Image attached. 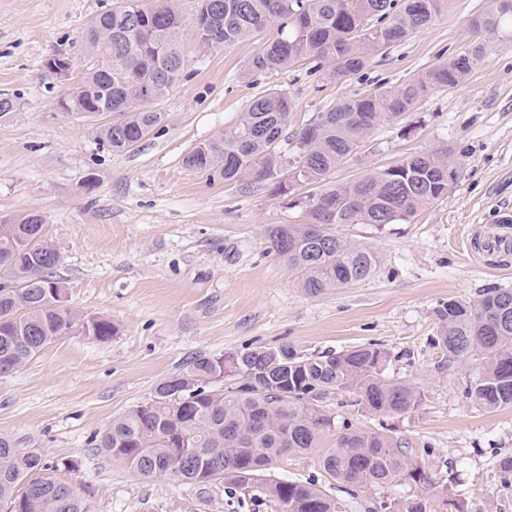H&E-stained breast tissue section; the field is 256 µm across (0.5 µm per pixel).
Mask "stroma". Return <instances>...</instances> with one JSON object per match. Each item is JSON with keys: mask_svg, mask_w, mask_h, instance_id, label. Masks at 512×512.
<instances>
[{"mask_svg": "<svg viewBox=\"0 0 512 512\" xmlns=\"http://www.w3.org/2000/svg\"><path fill=\"white\" fill-rule=\"evenodd\" d=\"M113 3L0 0V93L17 104L0 118V217L43 215L70 307L117 328L105 342L73 332L0 377V435L20 453L57 464L58 478L92 512H279L262 497L241 501L221 480L182 486L143 477L95 439L195 356L379 343L390 354L387 376L419 386L424 402L386 417L340 396L331 402L337 428L388 429L409 442L435 479L427 492L431 512H448L452 499L463 512H512V489L502 488L494 471L497 456L512 454V408L488 412L467 399L475 363L449 361L434 344L439 305L487 288L512 289V251L497 243L512 236V223L503 221L512 216V36L469 29L489 0H442L428 29L342 81L305 60L248 75L259 35L217 52L186 39L185 71L155 104L163 122L118 153L98 145L97 119L57 105L88 67L83 29ZM478 44L484 59L463 83L376 127L330 174L347 182L440 149L450 150L457 166L448 195L410 221L336 225L338 236L376 252L377 269L366 280L311 297L271 253V225L308 223L299 200L309 185L283 197L260 184L211 179L184 163L193 146L272 88L293 102L281 145L293 162L297 134L320 112L397 87ZM55 54L71 63L67 80L46 65ZM269 473L316 483L341 512H368L378 496L325 479L312 455L280 458Z\"/></svg>", "mask_w": 512, "mask_h": 512, "instance_id": "obj_1", "label": "stroma"}]
</instances>
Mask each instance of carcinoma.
<instances>
[{"label":"carcinoma","instance_id":"carcinoma-1","mask_svg":"<svg viewBox=\"0 0 512 512\" xmlns=\"http://www.w3.org/2000/svg\"><path fill=\"white\" fill-rule=\"evenodd\" d=\"M441 0H197L198 23L186 25L175 0H118L87 25L82 40L91 58L84 78L60 98L69 112L107 116L94 128L100 146L123 152L162 121L152 104L181 78L183 38L206 50H220L272 30L247 69L260 76L310 59L343 80L365 69L372 57L427 29ZM477 33L512 28V8L490 0L471 21ZM481 49L465 50L393 89L340 100L299 132V160L282 176L277 149L293 109L288 94L270 89L254 96L239 119L211 140L192 147L185 164L226 183L271 182L286 196L295 182L318 185L306 207L327 214L330 224H396L448 195V172L456 169L448 150L411 155L398 164L355 180L335 183L330 172L351 156L377 126L413 110L428 95L464 81L482 61ZM14 233L0 234V250L16 252L19 266L0 287V359L22 365L44 345L84 329L85 317L69 306H51L54 269L61 257L37 230L34 212L11 217ZM273 252L310 296L343 288L373 275V250L308 224H276L268 231ZM437 347L448 358L474 361L479 373L465 393L478 407L512 406V289L490 288L475 299H449L439 307ZM117 328L102 318L91 336L105 342ZM286 366L273 370L268 349L224 356V378L214 384L216 358L198 356L163 378L150 398L114 418L99 447L145 478L175 484L224 480L243 496H263L282 512H336V501L310 482L273 479L268 470L250 471L255 454L267 463L292 452L315 455L331 479L352 487L378 488L383 496L370 512H428L434 478L404 442L382 432L337 431L328 399L342 393L385 416L417 410L423 392L406 380L385 376L389 354L379 344L337 353L302 354L283 345ZM181 380L193 388L172 399ZM288 394H281V381ZM37 454L22 455L0 436V503L24 500L22 512H90L87 503L53 474ZM500 485L512 487V456L496 466ZM421 493L399 501L389 491L403 484Z\"/></svg>","mask_w":512,"mask_h":512}]
</instances>
